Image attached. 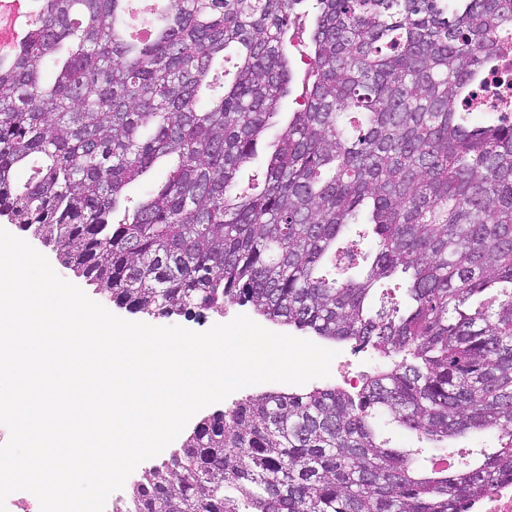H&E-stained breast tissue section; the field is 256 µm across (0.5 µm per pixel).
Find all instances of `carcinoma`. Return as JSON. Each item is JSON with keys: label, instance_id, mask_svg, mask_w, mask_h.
<instances>
[{"label": "carcinoma", "instance_id": "cac0c4a2", "mask_svg": "<svg viewBox=\"0 0 512 512\" xmlns=\"http://www.w3.org/2000/svg\"><path fill=\"white\" fill-rule=\"evenodd\" d=\"M308 1L313 29L288 34ZM166 3L174 21L133 44L126 0H39L0 61V217L132 313L250 305L401 361L355 393L270 391L201 420L131 512H461L511 480L512 121L462 102L512 43V0ZM290 46L309 62L282 124ZM248 165L263 187L237 181ZM399 274L403 308H373ZM383 419L436 452L498 447L436 468Z\"/></svg>", "mask_w": 512, "mask_h": 512}]
</instances>
